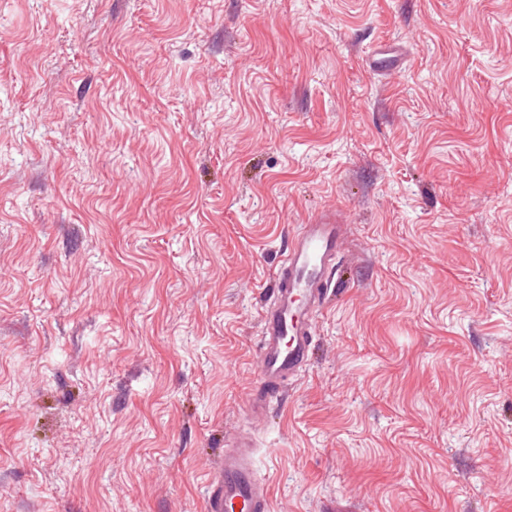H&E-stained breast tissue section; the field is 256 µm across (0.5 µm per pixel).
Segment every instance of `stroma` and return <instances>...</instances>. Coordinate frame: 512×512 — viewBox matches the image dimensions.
Wrapping results in <instances>:
<instances>
[{
  "instance_id": "35a3bbf8",
  "label": "stroma",
  "mask_w": 512,
  "mask_h": 512,
  "mask_svg": "<svg viewBox=\"0 0 512 512\" xmlns=\"http://www.w3.org/2000/svg\"><path fill=\"white\" fill-rule=\"evenodd\" d=\"M238 431L272 512H512V0H0V512H205ZM346 236L347 225L328 211L299 225L290 236L260 313L257 365L261 385L248 398L252 417H260L270 402L283 396L286 383L305 371L315 321L334 280L336 257Z\"/></svg>"
}]
</instances>
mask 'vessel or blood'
I'll return each mask as SVG.
<instances>
[{
    "label": "vessel or blood",
    "mask_w": 512,
    "mask_h": 512,
    "mask_svg": "<svg viewBox=\"0 0 512 512\" xmlns=\"http://www.w3.org/2000/svg\"><path fill=\"white\" fill-rule=\"evenodd\" d=\"M347 236L334 213L323 212L290 236L268 301L260 313L257 356L260 388L248 398V411L260 417L282 397L288 381L303 373L313 348L315 321L334 277L336 258ZM251 435L225 442L218 476L206 497V512H271L269 490L255 471Z\"/></svg>",
    "instance_id": "vessel-or-blood-1"
}]
</instances>
